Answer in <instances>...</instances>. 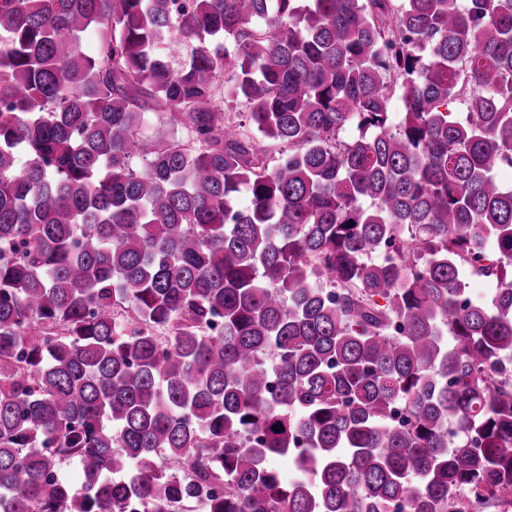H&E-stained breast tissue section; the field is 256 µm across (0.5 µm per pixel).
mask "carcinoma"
<instances>
[{"instance_id": "carcinoma-1", "label": "carcinoma", "mask_w": 512, "mask_h": 512, "mask_svg": "<svg viewBox=\"0 0 512 512\" xmlns=\"http://www.w3.org/2000/svg\"><path fill=\"white\" fill-rule=\"evenodd\" d=\"M505 163L512 0H0V512L512 505Z\"/></svg>"}]
</instances>
